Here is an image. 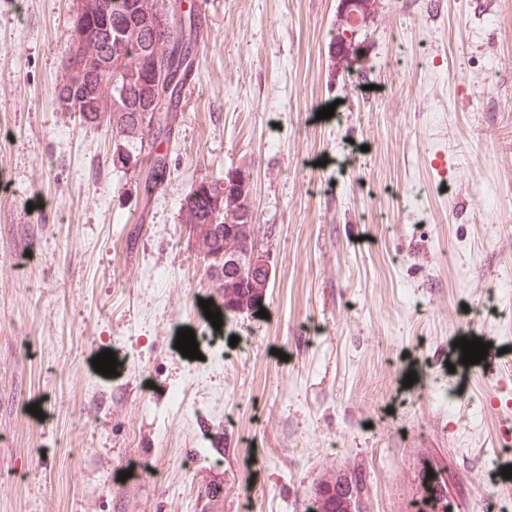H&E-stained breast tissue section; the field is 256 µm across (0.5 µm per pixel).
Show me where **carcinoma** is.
Segmentation results:
<instances>
[{"label":"carcinoma","mask_w":512,"mask_h":512,"mask_svg":"<svg viewBox=\"0 0 512 512\" xmlns=\"http://www.w3.org/2000/svg\"><path fill=\"white\" fill-rule=\"evenodd\" d=\"M101 12L86 19L81 29L75 31L66 59H74L83 65L81 77L64 83L58 96L71 111L82 114L84 122L93 125L106 123L112 130L116 147L112 162L123 168L136 170L143 188L136 198L133 211H146L155 190L164 183L166 169L162 163L166 157L158 156L156 148L170 143L177 120V107L187 79L203 51L199 39V20L188 17L182 22L177 9L156 7L158 18L143 20L139 0H98ZM337 33L333 43L337 45V64L344 65L348 58L361 50L371 35L366 24L354 39H346L343 32L346 24L336 21ZM131 31L136 37H124ZM92 39L100 47L97 62H83L81 39ZM106 67L119 73L112 86V94L93 92L98 72ZM170 79L174 82L168 106L160 120H153V89L157 81ZM231 174L227 169L218 176H204L192 184L181 208L182 223L201 224L210 231L208 250L217 254L224 252L228 235H256L264 239L267 231L257 224L251 199L243 200L246 220L234 226V231L225 227L224 179ZM341 482H331L332 489L319 493L314 486L310 512H317L321 505L336 502V492L358 490L365 485L362 475L346 470L340 474Z\"/></svg>","instance_id":"obj_1"}]
</instances>
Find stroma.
<instances>
[{"instance_id":"35a3bbf8","label":"stroma","mask_w":512,"mask_h":512,"mask_svg":"<svg viewBox=\"0 0 512 512\" xmlns=\"http://www.w3.org/2000/svg\"><path fill=\"white\" fill-rule=\"evenodd\" d=\"M337 4L186 0L205 47L133 224L111 130L57 94L80 0H0V512H202L214 480L222 512H308L347 469L410 512L429 449L460 512H512V0H378L345 72ZM242 164L267 315L216 328L181 206ZM336 26L337 33L332 39L334 45L338 46L335 53V60L337 58V61H334V66L339 64V66L344 68V63L347 65L349 56L357 54L361 50V46L369 39V36L371 35L370 25L366 23L354 40H347L343 36V32L347 27L346 23L344 24L341 19H336Z\"/></svg>"}]
</instances>
